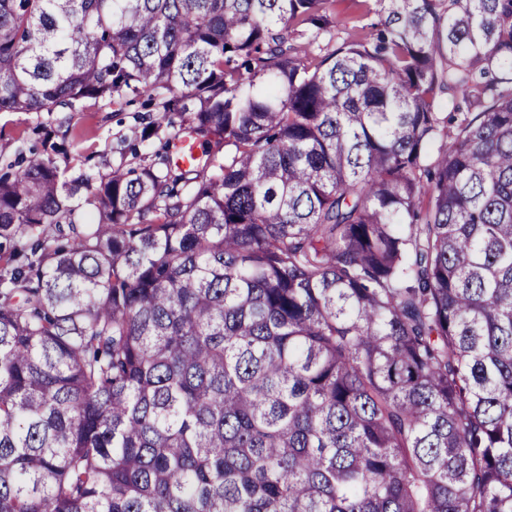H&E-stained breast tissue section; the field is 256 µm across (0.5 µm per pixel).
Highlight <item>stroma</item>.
Segmentation results:
<instances>
[{
  "mask_svg": "<svg viewBox=\"0 0 512 512\" xmlns=\"http://www.w3.org/2000/svg\"><path fill=\"white\" fill-rule=\"evenodd\" d=\"M145 125L138 105L86 106L69 123L56 126L44 112H0V165L18 156H54L68 177L85 168L121 164L122 151Z\"/></svg>",
  "mask_w": 512,
  "mask_h": 512,
  "instance_id": "1",
  "label": "stroma"
}]
</instances>
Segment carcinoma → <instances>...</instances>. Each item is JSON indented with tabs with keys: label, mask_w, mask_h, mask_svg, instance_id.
<instances>
[{
	"label": "carcinoma",
	"mask_w": 512,
	"mask_h": 512,
	"mask_svg": "<svg viewBox=\"0 0 512 512\" xmlns=\"http://www.w3.org/2000/svg\"><path fill=\"white\" fill-rule=\"evenodd\" d=\"M333 2L0 0V512H512V0ZM140 110L138 103L103 109L87 103L83 112H74L69 123L62 126L54 119L63 113L48 116L46 112H0V166L14 162L18 148L26 157L33 153L53 157L62 169H67L69 178L93 165L100 166L103 172L121 162L127 165L131 157H122L121 152L124 153L126 142L134 139V133L147 124L149 114ZM47 124H51L54 135L45 147L41 132ZM52 143L67 153L53 152Z\"/></svg>",
	"instance_id": "1"
}]
</instances>
